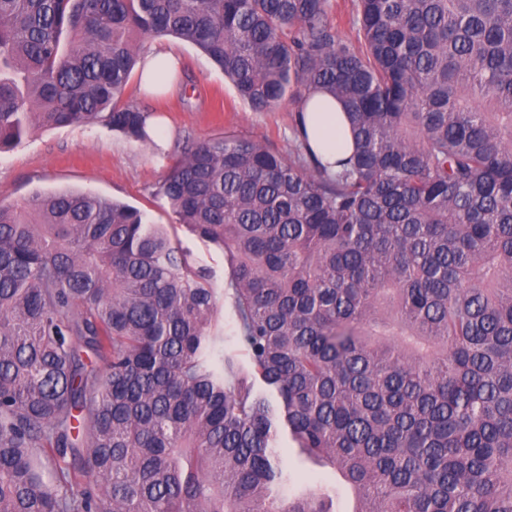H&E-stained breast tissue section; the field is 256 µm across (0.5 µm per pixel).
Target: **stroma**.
<instances>
[{
  "mask_svg": "<svg viewBox=\"0 0 512 512\" xmlns=\"http://www.w3.org/2000/svg\"><path fill=\"white\" fill-rule=\"evenodd\" d=\"M165 43L180 58L179 83L169 94L149 98L134 79L125 97L160 120L167 147L131 140L99 125L34 128L20 145L0 153V203H17L36 191L91 192L133 206L153 223L170 225L174 218L156 190L196 143L233 134L259 141L282 156L292 154L296 104L251 111L196 48L170 37ZM177 237L215 284L223 285L228 277L223 252L182 228ZM276 445L282 465L292 474V489L334 482V474L302 455L287 434H280Z\"/></svg>",
  "mask_w": 512,
  "mask_h": 512,
  "instance_id": "35a3bbf8",
  "label": "stroma"
}]
</instances>
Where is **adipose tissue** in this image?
Instances as JSON below:
<instances>
[{
  "mask_svg": "<svg viewBox=\"0 0 512 512\" xmlns=\"http://www.w3.org/2000/svg\"><path fill=\"white\" fill-rule=\"evenodd\" d=\"M178 58L169 47L160 45L150 49L138 67L140 86L144 93L153 95L164 91L156 76L166 71L175 76ZM301 122L307 133L308 145L322 165L335 168L339 159L352 154L355 144L341 107L322 93H314L301 109Z\"/></svg>",
  "mask_w": 512,
  "mask_h": 512,
  "instance_id": "ef3b65f1",
  "label": "adipose tissue"
}]
</instances>
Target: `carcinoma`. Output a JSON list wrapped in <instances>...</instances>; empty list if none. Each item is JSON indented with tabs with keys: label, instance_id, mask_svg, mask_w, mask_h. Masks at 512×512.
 I'll return each mask as SVG.
<instances>
[{
	"label": "carcinoma",
	"instance_id": "obj_1",
	"mask_svg": "<svg viewBox=\"0 0 512 512\" xmlns=\"http://www.w3.org/2000/svg\"><path fill=\"white\" fill-rule=\"evenodd\" d=\"M0 0V152L37 126L144 140L150 40L254 112L340 101L328 172L227 135L159 185L227 288L146 213L0 205V512H512V0ZM229 301L246 361L224 350ZM285 431L340 485L283 499ZM332 17L336 24L338 34L342 38L352 37L353 17L351 12V0H331ZM177 238L181 245L189 250L198 266L205 268L211 275L217 288H223L228 277V270L224 263V253L214 245L202 241L176 225Z\"/></svg>",
	"mask_w": 512,
	"mask_h": 512
}]
</instances>
